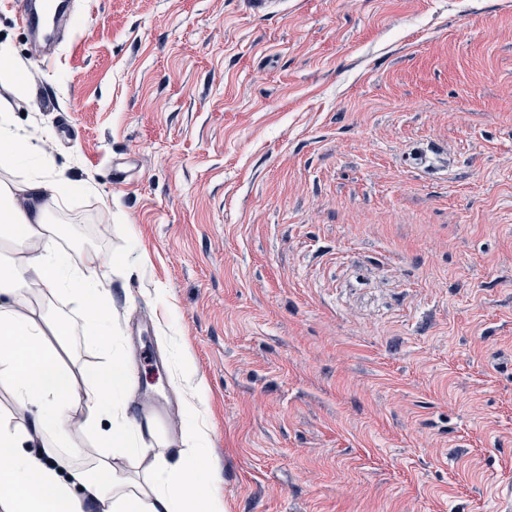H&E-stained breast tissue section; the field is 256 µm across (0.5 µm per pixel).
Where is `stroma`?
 <instances>
[{"label":"stroma","instance_id":"1","mask_svg":"<svg viewBox=\"0 0 512 512\" xmlns=\"http://www.w3.org/2000/svg\"><path fill=\"white\" fill-rule=\"evenodd\" d=\"M0 85L72 184L128 416L204 384L224 512H499L512 484V0H81ZM112 216L103 218V201ZM76 366L109 361L66 296ZM158 358L142 363L139 347Z\"/></svg>","mask_w":512,"mask_h":512}]
</instances>
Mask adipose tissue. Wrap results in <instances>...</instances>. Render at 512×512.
Instances as JSON below:
<instances>
[{"instance_id":"obj_1","label":"adipose tissue","mask_w":512,"mask_h":512,"mask_svg":"<svg viewBox=\"0 0 512 512\" xmlns=\"http://www.w3.org/2000/svg\"><path fill=\"white\" fill-rule=\"evenodd\" d=\"M69 187L51 157L1 107L0 246L11 258L0 266V388L16 415L0 416V512H84L89 493L97 512H223L202 446V396L189 403L191 435L177 460H169L151 452L127 419L130 373L121 357L78 374L55 344L63 322L49 318L45 306L63 292L77 299L100 336L115 338L96 276L101 257L89 253L72 263L57 245L59 225L48 221ZM78 428L95 432L111 456L91 466L58 456ZM131 455L150 457L143 476L112 466V458Z\"/></svg>"}]
</instances>
